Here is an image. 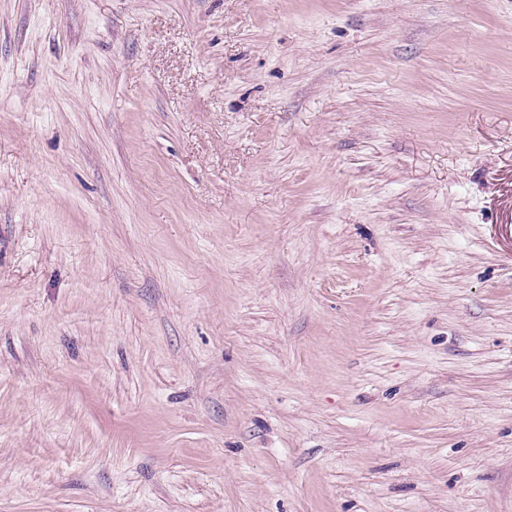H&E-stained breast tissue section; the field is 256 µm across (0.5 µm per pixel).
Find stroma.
I'll return each instance as SVG.
<instances>
[{"label": "stroma", "mask_w": 512, "mask_h": 512, "mask_svg": "<svg viewBox=\"0 0 512 512\" xmlns=\"http://www.w3.org/2000/svg\"><path fill=\"white\" fill-rule=\"evenodd\" d=\"M0 512H512V0H0Z\"/></svg>", "instance_id": "1"}]
</instances>
